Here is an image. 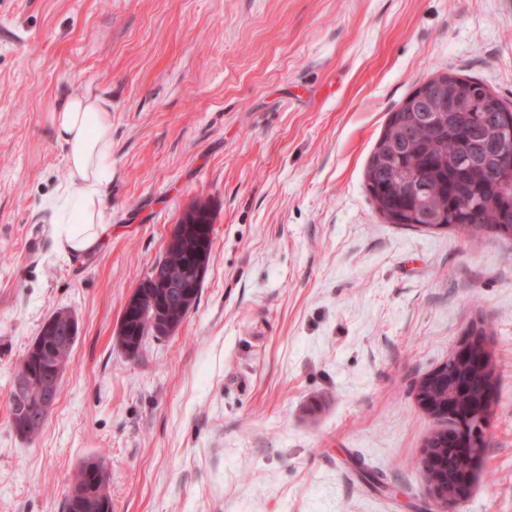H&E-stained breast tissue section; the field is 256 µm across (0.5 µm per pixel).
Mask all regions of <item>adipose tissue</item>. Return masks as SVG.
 Segmentation results:
<instances>
[{
  "label": "adipose tissue",
  "mask_w": 512,
  "mask_h": 512,
  "mask_svg": "<svg viewBox=\"0 0 512 512\" xmlns=\"http://www.w3.org/2000/svg\"><path fill=\"white\" fill-rule=\"evenodd\" d=\"M50 126L66 159L64 192L52 204L51 235L62 253L90 255L112 232L102 211L104 188L112 178L109 104L96 95L72 96L52 112Z\"/></svg>",
  "instance_id": "ef3b65f1"
}]
</instances>
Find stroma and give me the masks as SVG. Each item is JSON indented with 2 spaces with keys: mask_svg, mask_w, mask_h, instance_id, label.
Masks as SVG:
<instances>
[{
  "mask_svg": "<svg viewBox=\"0 0 512 512\" xmlns=\"http://www.w3.org/2000/svg\"><path fill=\"white\" fill-rule=\"evenodd\" d=\"M512 103V0H0V512H64L102 459L112 512H435L416 394L485 327L499 383L455 512H512V240L388 223L365 169L423 82ZM106 98L112 236L66 257L50 115ZM209 203L200 296L137 358L123 308L187 206ZM79 335L42 432L15 373L40 325ZM14 389H12L11 394V405H10V417L12 421L13 428L17 433L24 437H32L37 436L43 429L47 415H44L40 408L36 405L34 401L31 400H22L18 401L17 404L14 403L13 400ZM16 414V418L21 421L25 427L26 431H22L19 426H16L13 423L12 414Z\"/></svg>",
  "mask_w": 512,
  "mask_h": 512,
  "instance_id": "obj_1",
  "label": "stroma"
}]
</instances>
